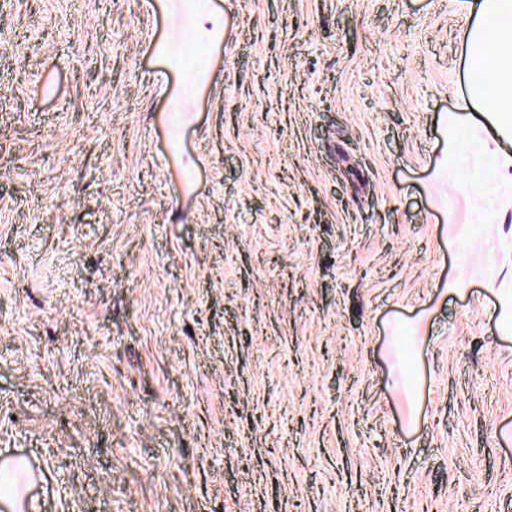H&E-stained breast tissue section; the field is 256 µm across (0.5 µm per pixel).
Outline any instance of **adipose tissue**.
<instances>
[{
    "instance_id": "ef3b65f1",
    "label": "adipose tissue",
    "mask_w": 512,
    "mask_h": 512,
    "mask_svg": "<svg viewBox=\"0 0 512 512\" xmlns=\"http://www.w3.org/2000/svg\"><path fill=\"white\" fill-rule=\"evenodd\" d=\"M462 11L471 19L459 52L465 61L464 81L497 131H512V53H493L496 42L512 41V18L505 0H463Z\"/></svg>"
}]
</instances>
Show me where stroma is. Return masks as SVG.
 <instances>
[{"label":"stroma","mask_w":512,"mask_h":512,"mask_svg":"<svg viewBox=\"0 0 512 512\" xmlns=\"http://www.w3.org/2000/svg\"><path fill=\"white\" fill-rule=\"evenodd\" d=\"M459 4L0 0V512H512Z\"/></svg>","instance_id":"1"}]
</instances>
